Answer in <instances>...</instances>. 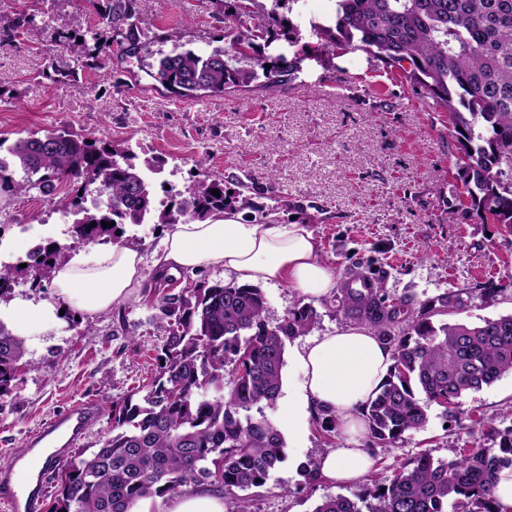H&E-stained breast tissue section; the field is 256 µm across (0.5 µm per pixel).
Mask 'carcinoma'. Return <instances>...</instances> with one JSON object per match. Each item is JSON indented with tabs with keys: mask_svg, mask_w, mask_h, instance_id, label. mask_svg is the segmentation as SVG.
<instances>
[{
	"mask_svg": "<svg viewBox=\"0 0 512 512\" xmlns=\"http://www.w3.org/2000/svg\"><path fill=\"white\" fill-rule=\"evenodd\" d=\"M257 2L231 0L224 7L222 48H188L180 32H171L172 47L160 53L151 77L183 100L254 86L273 89L291 79L303 58L276 54L273 44L283 36L295 46L300 34L278 12L282 0H271L268 9ZM333 2L334 23L315 28V59L339 46L363 50L399 71L425 111L448 113L460 142L458 175L472 209L512 233V0ZM136 5L105 0L99 15L122 54L151 57L152 41L139 26ZM9 152L24 177L15 179L0 162V190L54 195L62 184L75 187L77 194L68 192L57 203L76 219L70 243L47 240L29 256L0 266L1 300L21 278L36 285L52 281L73 248L122 242L127 224L202 221L247 209V219L265 224L282 211L304 210L286 196L255 205L259 188L250 178L228 182L208 171L205 157L197 161L201 178L164 201L146 175L159 166L147 160L142 168L128 148L99 146L89 133L31 134ZM103 221L114 226L104 228ZM353 282L340 281L342 309L392 348L389 372L361 411L367 446L396 444L423 428L433 403L457 423L464 418L465 394L512 374V314L478 324L437 322L434 317L467 307L462 291H448L415 310L391 297L380 279L359 288ZM150 307L162 345L145 394L137 401L131 395L112 401L111 430L98 448L72 450L57 472L46 512H131L141 499L170 497L204 479L232 500L231 512H251L242 492L264 486L284 461L280 430L250 411L277 401L286 344L318 324L317 309L298 303L270 324L261 288L204 280ZM26 355L25 341L0 322V398L18 396L17 367ZM316 423L327 438L336 436L335 411L318 410ZM487 434L490 448H451L446 458L424 452L389 484H366L351 497L329 496L313 512H500L494 490L500 473L512 469V425L491 424Z\"/></svg>",
	"mask_w": 512,
	"mask_h": 512,
	"instance_id": "obj_1",
	"label": "carcinoma"
}]
</instances>
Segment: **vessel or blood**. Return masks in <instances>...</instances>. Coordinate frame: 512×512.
<instances>
[{
    "label": "vessel or blood",
    "mask_w": 512,
    "mask_h": 512,
    "mask_svg": "<svg viewBox=\"0 0 512 512\" xmlns=\"http://www.w3.org/2000/svg\"><path fill=\"white\" fill-rule=\"evenodd\" d=\"M102 411L101 402L94 397L82 399L56 414L29 435L21 451L14 453L0 465V503L10 512H35L45 493L47 461L41 451L54 448L57 459H64L97 425ZM25 467L37 475L36 483L20 489L16 483L18 467Z\"/></svg>",
    "instance_id": "vessel-or-blood-1"
}]
</instances>
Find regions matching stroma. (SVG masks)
Returning <instances> with one entry per match:
<instances>
[{
    "instance_id": "stroma-1",
    "label": "stroma",
    "mask_w": 512,
    "mask_h": 512,
    "mask_svg": "<svg viewBox=\"0 0 512 512\" xmlns=\"http://www.w3.org/2000/svg\"><path fill=\"white\" fill-rule=\"evenodd\" d=\"M141 26L153 49L171 48L179 29L191 48L224 45V23L211 0H137ZM101 30L90 0H0V158L31 133L70 128L89 131L103 143L121 142L139 160L159 162L155 186L179 191L194 180L195 161L208 152V168L226 178L250 175L289 198L323 208L324 221L307 228L320 259L344 273L366 272L378 260L390 295L411 305L446 291L474 290L493 282L500 294L488 308L469 307L459 319L477 323L512 314V234L462 217L471 201L455 165L459 144L448 113L425 112L399 72L378 66L366 52L337 48L323 62L304 60L295 79L273 90L256 88L222 96L181 100L150 76L151 58H123L117 47L91 59L60 38L77 27ZM70 77L55 80V73ZM50 197L31 191L0 194V237L20 256L29 240L25 224H47L63 242L68 225ZM232 282L220 269L181 273L172 280L147 278L125 303L94 317H67L27 348L17 399L0 400V453L20 448L45 420L87 396L104 409L81 442L89 448L112 427L109 404L146 385L161 341L150 300L196 281ZM321 320L312 332L286 345L279 406L252 409V416L281 422V403L302 376L292 360L313 338L349 326L335 294L314 299ZM467 417L447 425L438 406L428 422L393 447H374L371 474L388 483L396 469L420 453L447 456L449 449L481 441L479 419L512 425V374L464 396ZM284 461L264 487L252 490V512H313L324 498L353 496L357 486L325 480L308 483L304 466L328 452L316 421L304 434L283 433Z\"/></svg>"
}]
</instances>
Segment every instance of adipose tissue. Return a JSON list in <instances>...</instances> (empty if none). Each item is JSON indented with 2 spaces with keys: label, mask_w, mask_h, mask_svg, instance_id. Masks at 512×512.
I'll return each instance as SVG.
<instances>
[{
  "label": "adipose tissue",
  "mask_w": 512,
  "mask_h": 512,
  "mask_svg": "<svg viewBox=\"0 0 512 512\" xmlns=\"http://www.w3.org/2000/svg\"><path fill=\"white\" fill-rule=\"evenodd\" d=\"M156 278L221 268L238 283H284L302 295L322 297L336 286V275L318 257V244L305 224H256L224 212L206 221L170 225L153 264ZM143 257L132 244L86 256L77 252L54 273L49 298L32 303L0 301V321L27 340L61 324L64 313L94 316L111 310L143 288ZM304 381L288 396L281 423L305 429L310 409H335L346 433L363 431L360 409L373 398L392 364V354L371 331L348 326L317 337L293 359ZM371 459L360 448H335L319 462L322 477L338 484L360 483ZM132 512H224V497L190 489L164 500H140Z\"/></svg>",
  "instance_id": "1"
}]
</instances>
